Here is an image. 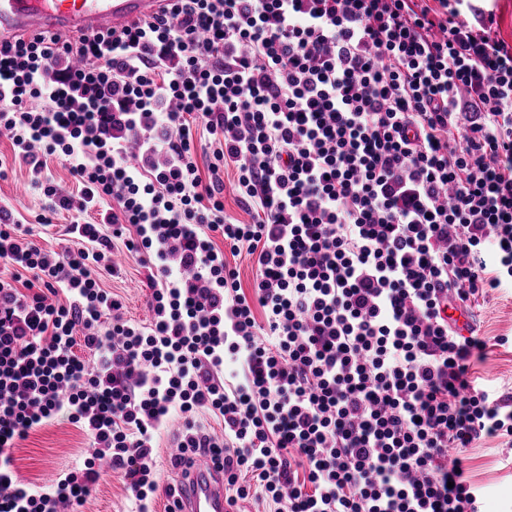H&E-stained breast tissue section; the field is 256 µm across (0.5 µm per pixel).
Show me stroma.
Instances as JSON below:
<instances>
[{"label":"stroma","instance_id":"35a3bbf8","mask_svg":"<svg viewBox=\"0 0 512 512\" xmlns=\"http://www.w3.org/2000/svg\"><path fill=\"white\" fill-rule=\"evenodd\" d=\"M0 160L7 170L0 177V207L8 209L14 220L30 229L41 247L61 251L71 244L67 229L70 214L55 217L53 223H39L48 203L42 189L31 181L29 167L14 160L8 138H0ZM119 276L102 274L101 286L123 297L125 316L147 323L146 282L149 270L139 261L118 252ZM472 310L478 335L487 343L484 359L471 367V375L512 389V288L499 289L487 300H476ZM92 446L89 437L67 419L56 418L18 441L13 450L14 467L23 482L42 487L52 484L59 474L82 467ZM464 465L473 483L480 487L481 512H512V447H502L490 439L468 449ZM138 505L126 489L123 475L102 474L98 484L78 512H137Z\"/></svg>","mask_w":512,"mask_h":512}]
</instances>
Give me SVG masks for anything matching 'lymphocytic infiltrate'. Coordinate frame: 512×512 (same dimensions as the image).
Instances as JSON below:
<instances>
[{
    "label": "lymphocytic infiltrate",
    "mask_w": 512,
    "mask_h": 512,
    "mask_svg": "<svg viewBox=\"0 0 512 512\" xmlns=\"http://www.w3.org/2000/svg\"><path fill=\"white\" fill-rule=\"evenodd\" d=\"M0 132L33 182L53 156L80 185L42 183L41 223L81 216L59 253L0 208V512L82 503L104 457L139 512L175 498V413L173 466L211 455L234 501L249 475L279 512H480L461 453L512 447V392L470 380L486 343L448 311L512 285V44L483 0H172L0 40ZM229 167L252 222L224 214ZM119 247L150 269L148 324L95 275ZM62 415L93 450L30 488L12 450ZM227 262L232 266L236 267L240 273V280L244 291L248 294L252 292V282L255 273V265L252 256L247 255L246 252H241L237 256H233L231 253L226 254ZM178 428V422L175 420L172 424V432L169 435H164L159 443L157 449L156 456V464H157V472H158V480L162 486L165 485H175L179 484L180 471L178 469H173L170 465V458L173 455L179 453V448H173V434L175 430ZM171 448L172 452H171Z\"/></svg>",
    "instance_id": "lymphocytic-infiltrate-1"
}]
</instances>
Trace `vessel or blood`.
Returning <instances> with one entry per match:
<instances>
[{"mask_svg": "<svg viewBox=\"0 0 512 512\" xmlns=\"http://www.w3.org/2000/svg\"><path fill=\"white\" fill-rule=\"evenodd\" d=\"M170 0H0V39L28 38L45 31L67 37L120 31L165 11ZM175 512H234L224 473L211 457L194 461Z\"/></svg>", "mask_w": 512, "mask_h": 512, "instance_id": "1", "label": "vessel or blood"}]
</instances>
